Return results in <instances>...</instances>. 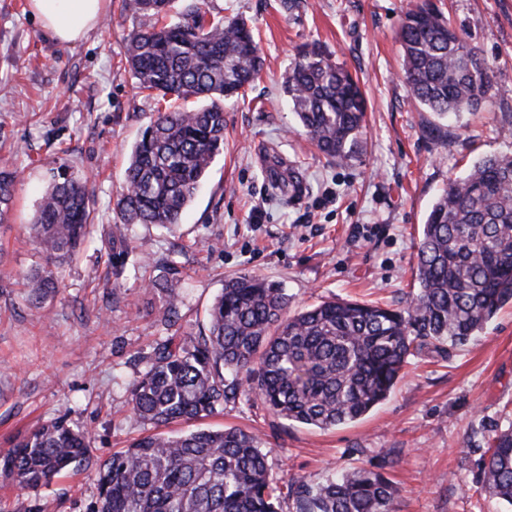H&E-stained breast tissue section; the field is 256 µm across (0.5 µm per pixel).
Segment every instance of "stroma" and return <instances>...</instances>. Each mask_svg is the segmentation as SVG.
<instances>
[{
  "mask_svg": "<svg viewBox=\"0 0 512 512\" xmlns=\"http://www.w3.org/2000/svg\"><path fill=\"white\" fill-rule=\"evenodd\" d=\"M208 2L247 20L264 68L225 100L224 150L180 225L130 226L119 270L109 227L129 150L156 114L123 57L144 20L109 0L105 23L64 45L43 32L29 0H0V160L21 172L0 224V450L57 418L94 437L86 461L38 490L0 475V512H89L100 462L150 431L131 415V384L163 337L207 332L226 276L281 285L294 312L335 297L402 306L417 290L421 226L441 189L484 156L512 154V0H434L492 74L480 111L449 127L403 79L399 29L413 0H301L288 12L280 0ZM312 43L366 99L363 147L346 163L325 162L282 91ZM62 164L91 180L95 231L34 299L26 278L43 258L29 226L49 170ZM162 281L181 299L167 327ZM201 424L255 433L287 480L382 471L400 488L397 512H512L479 491L489 434L512 428V303L450 356L411 358L388 399L358 422L323 431L240 398Z\"/></svg>",
  "mask_w": 512,
  "mask_h": 512,
  "instance_id": "35a3bbf8",
  "label": "stroma"
}]
</instances>
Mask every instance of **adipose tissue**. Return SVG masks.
<instances>
[{"instance_id":"1","label":"adipose tissue","mask_w":512,"mask_h":512,"mask_svg":"<svg viewBox=\"0 0 512 512\" xmlns=\"http://www.w3.org/2000/svg\"><path fill=\"white\" fill-rule=\"evenodd\" d=\"M107 0H30L42 30L60 43L74 44L95 29Z\"/></svg>"}]
</instances>
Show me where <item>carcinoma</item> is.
I'll use <instances>...</instances> for the list:
<instances>
[{
	"mask_svg": "<svg viewBox=\"0 0 512 512\" xmlns=\"http://www.w3.org/2000/svg\"><path fill=\"white\" fill-rule=\"evenodd\" d=\"M174 0H122L148 19L127 41L126 62L141 92L194 98L191 110L157 111L132 146L116 202V229L174 226L224 149V99L251 86L262 68L242 19L188 0L179 20L159 24ZM404 78L413 98L442 120L478 109L491 87L479 51L429 0L400 27ZM300 126L336 163L361 142L366 103L348 71L316 46L305 47L283 83ZM18 168L0 167V224L7 221ZM96 219L86 181L61 165L50 171L29 236L45 264L28 278L50 288L56 266L78 256ZM117 267L131 253L111 234ZM418 289L401 308L334 298L288 312L279 285L250 273L224 281L208 333L157 344L130 390V412L155 432L99 464L91 512H279L281 488L255 434L238 427L159 428L194 421L243 395L274 415L329 430L354 423L391 394L409 359L431 349L449 354L477 336L512 302V156H485L433 203L420 239ZM90 433L57 420L0 452V467L21 490L48 484L86 457ZM481 459V489L512 505V430H494ZM294 512H395L398 489L363 466L316 481L287 484Z\"/></svg>",
	"mask_w": 512,
	"mask_h": 512,
	"instance_id": "cac0c4a2",
	"label": "carcinoma"
}]
</instances>
